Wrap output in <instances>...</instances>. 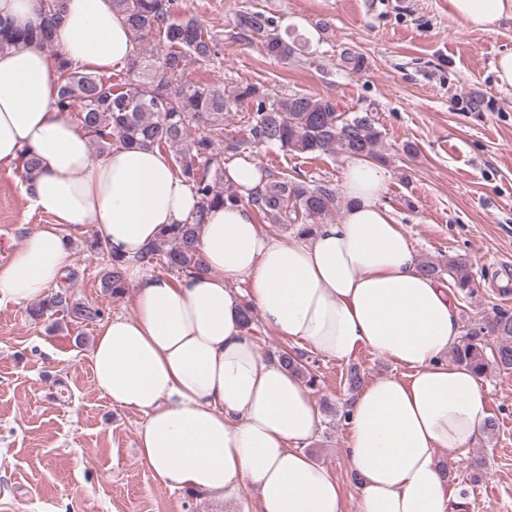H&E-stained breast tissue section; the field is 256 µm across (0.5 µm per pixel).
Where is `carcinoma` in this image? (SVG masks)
<instances>
[{"mask_svg":"<svg viewBox=\"0 0 512 512\" xmlns=\"http://www.w3.org/2000/svg\"><path fill=\"white\" fill-rule=\"evenodd\" d=\"M134 39H156L160 50L134 51L127 64L128 81L118 86L75 65L61 52L56 63L57 108L70 115L104 153L112 147H158L169 150L172 169L199 200L191 223L169 224L140 256L144 265L158 267L180 278L204 271L199 251V231L204 216L214 206L239 200L236 190L224 184V161L215 146L238 153L250 146H277L290 154H325L339 151L384 163L383 135L370 108L346 111L325 98L293 93L278 96L260 82L236 86L227 93L206 82L184 79L188 65L208 68L218 57L220 39L192 14H175V0H111ZM67 0H39V21L15 27L0 21V52L20 41L45 49L56 46V26ZM233 38L260 43L265 55L277 62L292 59L301 42L284 37L276 21L265 13L245 9L234 17ZM252 103L255 110L243 116L248 137L224 140V114L236 105ZM197 131L194 137L191 131ZM37 158L28 150L19 156L22 182L30 183L38 170ZM254 211L272 228L294 227L300 237L313 233L319 221L339 204L336 187L314 184L286 174H266L262 187L250 199ZM90 250L106 258L100 279L102 291L114 297L125 293L126 259L96 236ZM422 270L438 278L448 275L455 292L474 293L473 276L466 262H426ZM35 322L60 314L80 323L103 319L101 308L73 297L60 288L26 309ZM278 358L288 370L315 386L317 377L303 362V354L281 351ZM452 361L484 374L490 369H512V308L500 306L485 320L470 324L452 350Z\"/></svg>","mask_w":512,"mask_h":512,"instance_id":"carcinoma-1","label":"carcinoma"}]
</instances>
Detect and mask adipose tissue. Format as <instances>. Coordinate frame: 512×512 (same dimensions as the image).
I'll use <instances>...</instances> for the list:
<instances>
[{
    "label": "adipose tissue",
    "mask_w": 512,
    "mask_h": 512,
    "mask_svg": "<svg viewBox=\"0 0 512 512\" xmlns=\"http://www.w3.org/2000/svg\"><path fill=\"white\" fill-rule=\"evenodd\" d=\"M448 10L492 32L512 17V0H448ZM57 35L93 72L123 66L135 49L110 0H67ZM56 96L46 50L21 42L0 52V163L25 149L38 157L29 198L54 218L0 267V302L46 296L74 268L72 243L88 227L126 258L131 312L100 323L90 361L97 391L143 414L140 457L159 482L215 500L252 488L259 512H343L336 478L304 452L319 409L299 377L257 355L241 321L248 305L266 327L334 358L364 347L409 369L350 402L345 453L359 512H454L448 472L482 431L485 398L480 377L448 358L462 334L450 289L421 271L380 202L387 170L352 159L342 222L282 239L262 231L247 203L261 185L257 162L236 159L224 180L239 201L211 208L201 226L207 272L174 279L139 256L165 225L193 221L196 196L164 151L94 154ZM228 278L246 281L248 293L226 288Z\"/></svg>",
    "instance_id": "adipose-tissue-1"
}]
</instances>
